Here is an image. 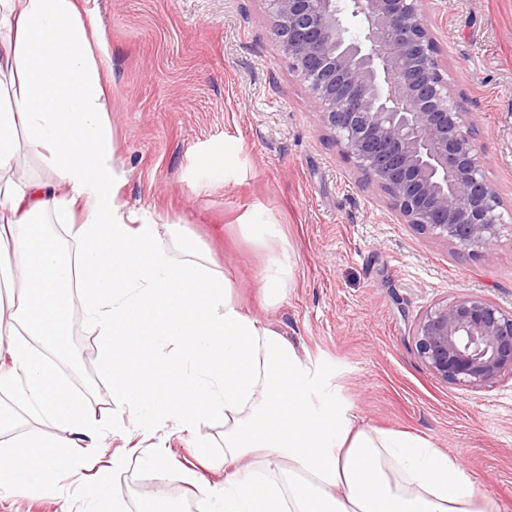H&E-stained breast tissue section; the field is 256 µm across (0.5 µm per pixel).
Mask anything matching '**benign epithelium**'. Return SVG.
<instances>
[{"label": "benign epithelium", "instance_id": "1", "mask_svg": "<svg viewBox=\"0 0 512 512\" xmlns=\"http://www.w3.org/2000/svg\"><path fill=\"white\" fill-rule=\"evenodd\" d=\"M264 2L323 124L405 222L461 251L488 249L503 203L442 72L423 0ZM347 16L359 35L347 36ZM412 337L447 384L477 387L512 372V308L486 297L434 303Z\"/></svg>", "mask_w": 512, "mask_h": 512}]
</instances>
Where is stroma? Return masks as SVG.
Instances as JSON below:
<instances>
[{"mask_svg":"<svg viewBox=\"0 0 512 512\" xmlns=\"http://www.w3.org/2000/svg\"><path fill=\"white\" fill-rule=\"evenodd\" d=\"M105 30L103 70L118 201L161 224L228 274L247 310L271 322L317 366L322 397L372 427L410 432L456 457L495 512H512V375L476 388L444 383L421 362L412 328L434 302L476 294L512 307V0H426L437 56L503 200L504 228L469 253L405 224L392 197L326 128L306 83L274 36L265 0H88ZM278 224L257 240L241 220ZM288 256L292 275L274 308L261 301L267 264ZM57 369L89 389L101 441L53 497L4 498L0 512H84L82 490L112 455L125 512L160 500L196 512L200 485L223 481L202 460L224 451L223 420L197 433L135 432L100 368L95 332L67 330ZM167 448L157 472L138 458Z\"/></svg>","mask_w":512,"mask_h":512,"instance_id":"1","label":"stroma"}]
</instances>
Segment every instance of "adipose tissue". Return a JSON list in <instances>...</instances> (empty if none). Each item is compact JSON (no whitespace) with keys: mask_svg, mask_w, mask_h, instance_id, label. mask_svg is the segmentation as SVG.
Returning <instances> with one entry per match:
<instances>
[{"mask_svg":"<svg viewBox=\"0 0 512 512\" xmlns=\"http://www.w3.org/2000/svg\"><path fill=\"white\" fill-rule=\"evenodd\" d=\"M1 27L13 36L0 46V291L19 285L24 299L0 308L11 360L0 396L53 430L10 435L11 412L0 409V498L60 493L62 474L97 443L86 396L40 349L79 313L136 431L171 423L192 433L223 419L224 454L211 465L224 481L202 488L204 512H492L457 458L318 400L319 371L244 310L231 279L204 256L175 259L174 225L122 210L99 67L105 33L79 0H0ZM24 145L47 154L64 194L8 179ZM51 214L72 228V257L34 235V220Z\"/></svg>","mask_w":512,"mask_h":512,"instance_id":"ef3b65f1","label":"adipose tissue"}]
</instances>
